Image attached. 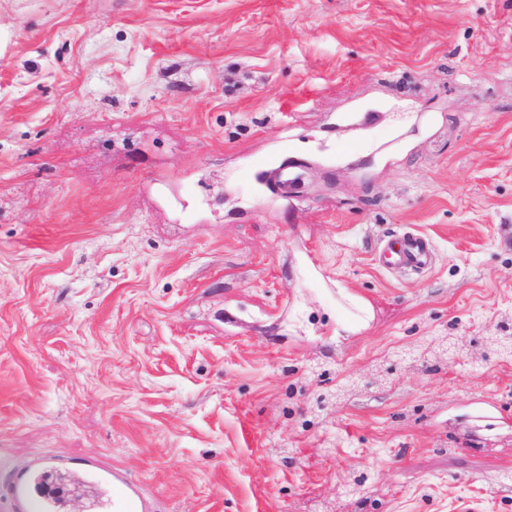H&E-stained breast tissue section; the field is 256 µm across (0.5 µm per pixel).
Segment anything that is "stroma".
I'll return each mask as SVG.
<instances>
[{
	"label": "stroma",
	"instance_id": "35a3bbf8",
	"mask_svg": "<svg viewBox=\"0 0 512 512\" xmlns=\"http://www.w3.org/2000/svg\"><path fill=\"white\" fill-rule=\"evenodd\" d=\"M54 456L512 512V0H0V486ZM382 251L387 259L386 266L391 270L420 271L428 267L432 259L429 240L420 234L391 237ZM352 306L358 311V314L346 311L347 315L344 319L338 321L336 335L341 336L344 333H354L366 325L367 313L366 304L363 300L355 298L352 300Z\"/></svg>",
	"mask_w": 512,
	"mask_h": 512
}]
</instances>
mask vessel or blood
Listing matches in <instances>:
<instances>
[{
    "instance_id": "obj_1",
    "label": "vessel or blood",
    "mask_w": 512,
    "mask_h": 512,
    "mask_svg": "<svg viewBox=\"0 0 512 512\" xmlns=\"http://www.w3.org/2000/svg\"><path fill=\"white\" fill-rule=\"evenodd\" d=\"M386 265L392 270L420 271L432 259L431 246L423 235L394 236L383 245ZM76 470L93 484L97 493L92 512H154V505L122 469L95 458H59L34 462L18 472L9 486V512H62L66 490L54 475Z\"/></svg>"
}]
</instances>
